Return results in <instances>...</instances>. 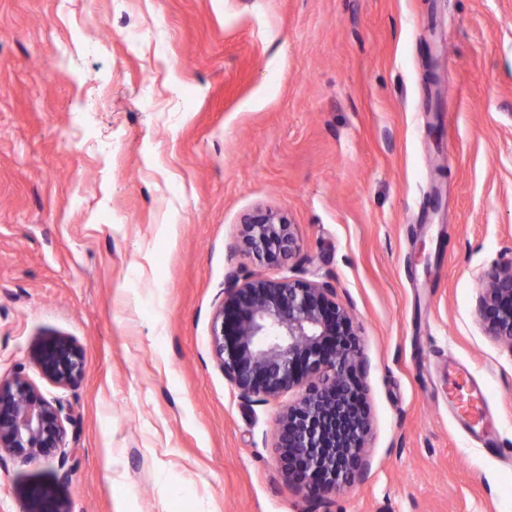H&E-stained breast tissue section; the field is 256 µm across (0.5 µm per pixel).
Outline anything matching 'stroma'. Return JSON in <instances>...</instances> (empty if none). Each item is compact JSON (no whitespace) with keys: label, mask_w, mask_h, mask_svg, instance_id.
<instances>
[{"label":"stroma","mask_w":512,"mask_h":512,"mask_svg":"<svg viewBox=\"0 0 512 512\" xmlns=\"http://www.w3.org/2000/svg\"><path fill=\"white\" fill-rule=\"evenodd\" d=\"M259 206L285 264L229 252ZM510 260L512 0H0V378L62 405L74 512H512V348L475 313ZM289 271L370 363L369 470L322 504L276 464L293 393L244 405L210 341L229 273ZM56 334L76 386L32 360ZM58 466L1 461L0 512ZM34 360L42 374L58 386H74L83 378V353L69 337L45 339L36 348Z\"/></svg>","instance_id":"35a3bbf8"}]
</instances>
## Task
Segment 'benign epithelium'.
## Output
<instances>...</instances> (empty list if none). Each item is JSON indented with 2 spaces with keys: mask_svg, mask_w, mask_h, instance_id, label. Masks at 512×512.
Instances as JSON below:
<instances>
[{
  "mask_svg": "<svg viewBox=\"0 0 512 512\" xmlns=\"http://www.w3.org/2000/svg\"><path fill=\"white\" fill-rule=\"evenodd\" d=\"M241 224L230 246L235 255L271 263L299 252L288 218L277 210L257 207ZM476 314L488 335L512 347V261L481 277ZM211 345L242 400L267 403L299 389L278 418L276 462L312 500L319 503L366 473L372 422L360 375L369 362L358 327L330 283L231 273L213 312ZM34 360L61 387L83 378V353L66 336L42 341ZM61 412L28 380H0V460L7 455L32 465L53 458L66 445ZM69 480L65 470L52 483L27 486L21 512H73L62 492Z\"/></svg>",
  "mask_w": 512,
  "mask_h": 512,
  "instance_id": "benign-epithelium-1",
  "label": "benign epithelium"
}]
</instances>
